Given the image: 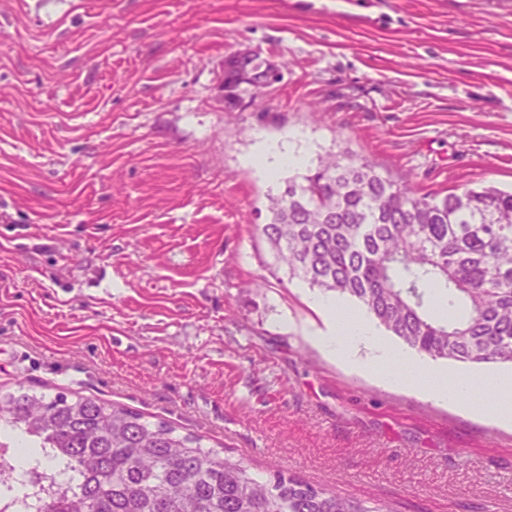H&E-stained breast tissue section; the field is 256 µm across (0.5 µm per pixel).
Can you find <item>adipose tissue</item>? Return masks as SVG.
<instances>
[{"label": "adipose tissue", "instance_id": "ef3b65f1", "mask_svg": "<svg viewBox=\"0 0 512 512\" xmlns=\"http://www.w3.org/2000/svg\"><path fill=\"white\" fill-rule=\"evenodd\" d=\"M317 306L328 320V332L318 342L348 364L378 381L424 396L440 405L469 413L474 409V383L448 369L420 360L377 335L363 313L346 302L318 298ZM371 350L359 358L360 347Z\"/></svg>", "mask_w": 512, "mask_h": 512}]
</instances>
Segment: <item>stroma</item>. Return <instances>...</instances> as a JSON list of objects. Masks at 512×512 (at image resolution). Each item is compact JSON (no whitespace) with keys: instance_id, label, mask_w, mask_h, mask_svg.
Wrapping results in <instances>:
<instances>
[{"instance_id":"obj_1","label":"stroma","mask_w":512,"mask_h":512,"mask_svg":"<svg viewBox=\"0 0 512 512\" xmlns=\"http://www.w3.org/2000/svg\"><path fill=\"white\" fill-rule=\"evenodd\" d=\"M284 65L224 111L226 54ZM512 189V0H0V390L76 392L394 512H512V428L314 338L258 140Z\"/></svg>"}]
</instances>
